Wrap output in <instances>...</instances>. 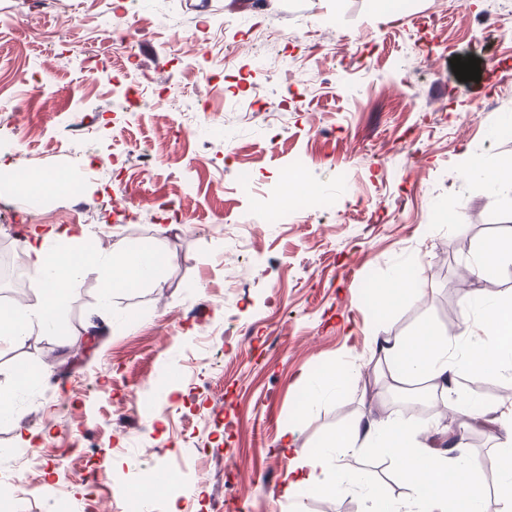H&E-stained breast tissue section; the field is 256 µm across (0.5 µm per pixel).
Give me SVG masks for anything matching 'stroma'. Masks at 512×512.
<instances>
[{"label":"stroma","instance_id":"obj_1","mask_svg":"<svg viewBox=\"0 0 512 512\" xmlns=\"http://www.w3.org/2000/svg\"><path fill=\"white\" fill-rule=\"evenodd\" d=\"M0 0V248L8 225L70 228L72 248L159 251L153 280L105 290L86 269L56 315L65 338L34 330L0 343V392L20 425L0 423L7 512H124L150 473H183L201 495L155 497L153 512H372L410 491L377 448L338 450L339 470L373 468L370 493L282 494L297 451L313 452L364 410L393 419L374 373V339L450 337L478 309L484 281L463 267L512 233V197L464 176L512 160V0ZM162 17L173 31L106 29L108 5ZM267 24L295 69H258L251 34ZM232 51L196 76L208 32ZM480 60L459 81L454 57ZM131 64L136 102L115 85ZM133 143L137 152L125 153ZM155 156L143 169L141 154ZM65 169L69 184L32 197L20 171ZM301 176L324 206L297 211L283 179ZM149 200L136 222L114 203ZM273 201L280 222L260 206ZM412 275L424 296L380 289ZM224 335L223 346L210 340ZM349 369L327 385L330 365ZM26 365L43 377L16 390ZM316 399L313 416L303 405ZM293 430L295 450H281ZM32 437L22 445L20 434Z\"/></svg>","mask_w":512,"mask_h":512}]
</instances>
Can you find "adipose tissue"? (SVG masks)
<instances>
[{
	"label": "adipose tissue",
	"mask_w": 512,
	"mask_h": 512,
	"mask_svg": "<svg viewBox=\"0 0 512 512\" xmlns=\"http://www.w3.org/2000/svg\"><path fill=\"white\" fill-rule=\"evenodd\" d=\"M57 236L52 229L46 232L44 241L26 243L29 263L40 273L45 291L38 312L16 306L0 309L1 342L24 340L36 327L49 330L67 288L86 268L101 266L106 288H132L151 277L160 263L156 252L149 249L126 251L104 262L92 254L76 262L69 253L47 249V241ZM481 313L479 322L466 325L452 340L426 332L378 339V366L386 369L396 385L427 382L432 389L443 391L449 382L469 372L498 370L512 362V296L482 299ZM488 411L505 432L498 459L503 473L500 491L502 512H512V401L489 406ZM366 447L384 449L397 460L412 495L424 497V512H448L455 504L464 505L465 512H482L478 491L459 475L460 470L472 468V461L434 452L420 439L418 431L371 414L331 433L323 449L302 455L300 463L289 467L282 486L284 496H295L307 488L336 494L342 490L343 481L321 484L318 474L336 467L335 449Z\"/></svg>",
	"instance_id": "obj_1"
}]
</instances>
